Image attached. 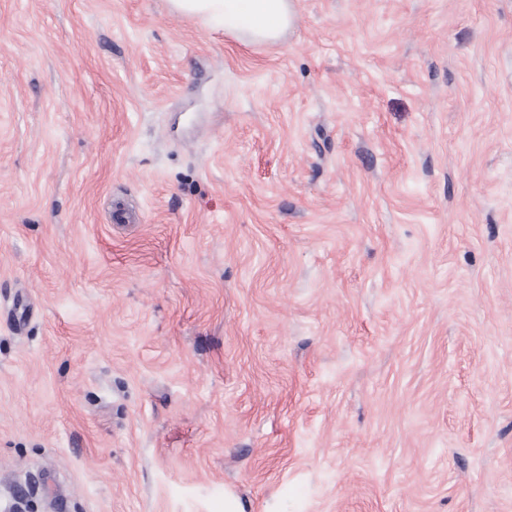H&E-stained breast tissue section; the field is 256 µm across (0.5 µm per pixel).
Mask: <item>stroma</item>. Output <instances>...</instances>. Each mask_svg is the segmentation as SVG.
Instances as JSON below:
<instances>
[{"mask_svg": "<svg viewBox=\"0 0 512 512\" xmlns=\"http://www.w3.org/2000/svg\"><path fill=\"white\" fill-rule=\"evenodd\" d=\"M292 5L0 0V512H512V0ZM173 12L198 16L223 27L236 40L274 43L294 24L291 0H168Z\"/></svg>", "mask_w": 512, "mask_h": 512, "instance_id": "1", "label": "stroma"}]
</instances>
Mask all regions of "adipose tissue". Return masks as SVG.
<instances>
[{
	"instance_id": "obj_1",
	"label": "adipose tissue",
	"mask_w": 512,
	"mask_h": 512,
	"mask_svg": "<svg viewBox=\"0 0 512 512\" xmlns=\"http://www.w3.org/2000/svg\"><path fill=\"white\" fill-rule=\"evenodd\" d=\"M172 11L203 18L236 40L274 43L293 25L291 0H168Z\"/></svg>"
}]
</instances>
